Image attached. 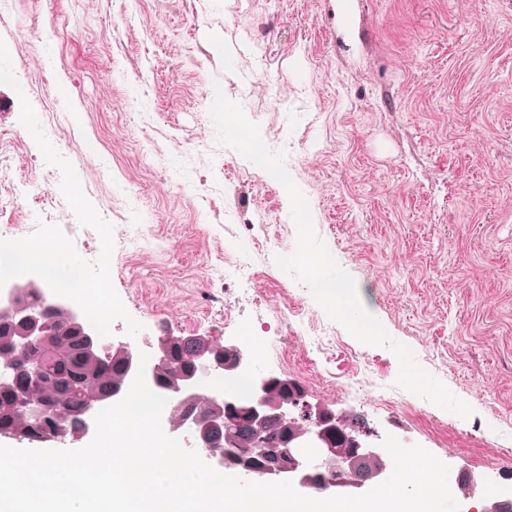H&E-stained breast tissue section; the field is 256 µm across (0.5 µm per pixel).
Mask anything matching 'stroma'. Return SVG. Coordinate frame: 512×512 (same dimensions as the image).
<instances>
[{
	"instance_id": "obj_1",
	"label": "stroma",
	"mask_w": 512,
	"mask_h": 512,
	"mask_svg": "<svg viewBox=\"0 0 512 512\" xmlns=\"http://www.w3.org/2000/svg\"><path fill=\"white\" fill-rule=\"evenodd\" d=\"M14 42L20 90L0 87V134L19 136L43 191L47 220L95 260L100 239L72 226L60 172L46 165L19 121L26 94L56 149L114 231L111 278L149 339L200 336L223 343L252 330L261 371H277L275 315L243 298L225 320L205 310L225 251L244 237L258 288H284L306 306L308 287L280 269L275 243L295 245L291 204L266 169L222 145L211 119L221 87L267 147L294 148L290 175L318 236L356 282L367 310L418 364L473 409L456 418L404 392V405L368 410L378 437L417 444L451 469L475 467L512 498V452L488 441L512 427V0H20ZM274 92L261 86L264 75ZM143 102L123 110L126 98ZM146 194L145 224L129 203ZM273 213L255 223L258 205ZM328 327L339 348L312 351L295 332L297 362L346 379L352 349L394 386L399 363L383 346Z\"/></svg>"
}]
</instances>
